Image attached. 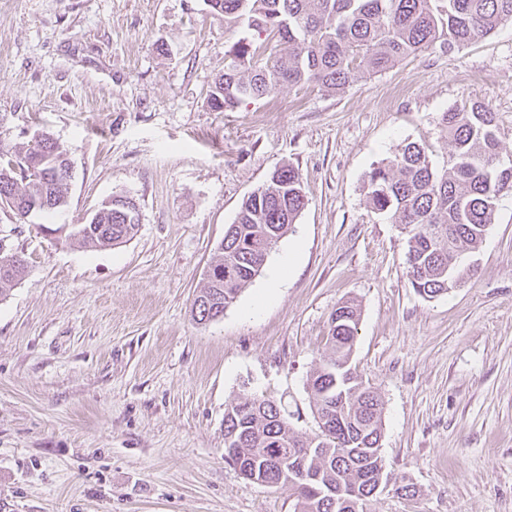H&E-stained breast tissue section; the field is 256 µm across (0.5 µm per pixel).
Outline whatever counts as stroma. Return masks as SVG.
Returning <instances> with one entry per match:
<instances>
[{"label":"stroma","mask_w":512,"mask_h":512,"mask_svg":"<svg viewBox=\"0 0 512 512\" xmlns=\"http://www.w3.org/2000/svg\"><path fill=\"white\" fill-rule=\"evenodd\" d=\"M242 34L205 0H0V144L49 133L75 171L53 214L0 208V237L27 264L0 298V512H294L291 488L225 463L224 410L281 399L315 436L309 379L345 300L360 311L351 366L383 399L393 480L366 512H512V194L474 275L427 299L405 233L365 189L410 141L446 165L443 114L468 102L489 106L512 161V22L338 92L286 86L213 111L208 91ZM285 164L306 207L223 318L197 323L225 226ZM115 195L136 198L137 234L84 246L74 225ZM281 268L284 286L256 307ZM407 483L415 496L396 493Z\"/></svg>","instance_id":"obj_1"}]
</instances>
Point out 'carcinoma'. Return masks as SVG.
<instances>
[{
  "label": "carcinoma",
  "mask_w": 512,
  "mask_h": 512,
  "mask_svg": "<svg viewBox=\"0 0 512 512\" xmlns=\"http://www.w3.org/2000/svg\"><path fill=\"white\" fill-rule=\"evenodd\" d=\"M210 8L227 29L265 35L261 42L241 37L224 52V73L209 93L217 112L262 101L285 85L339 91L411 55L450 52L512 21V0H210ZM443 124L450 165L437 169L420 145L408 142L366 175L371 209L402 226L410 283L430 299L448 293L449 275L467 274L461 252L479 249L499 198L512 192V166L497 162L501 147L487 105L452 109ZM63 155L49 140L11 152L0 147V204L14 199L13 212L21 218L58 210L68 188L55 176ZM305 205L299 173L288 165L243 200L194 298V319L214 321L234 303ZM95 216L94 224L75 225V235L90 246L119 245L138 231L120 207L103 204ZM3 243L0 238V298L26 274L24 260ZM358 324L357 305L349 301L330 315L331 355L311 377L316 436H299L286 407L272 399L251 396L224 411V461L249 469L268 486L290 487L297 512H353L339 499L366 497L387 477L375 447L383 431L382 397L339 365L351 357ZM285 460L317 479L289 480L281 468Z\"/></svg>",
  "instance_id": "1"
}]
</instances>
